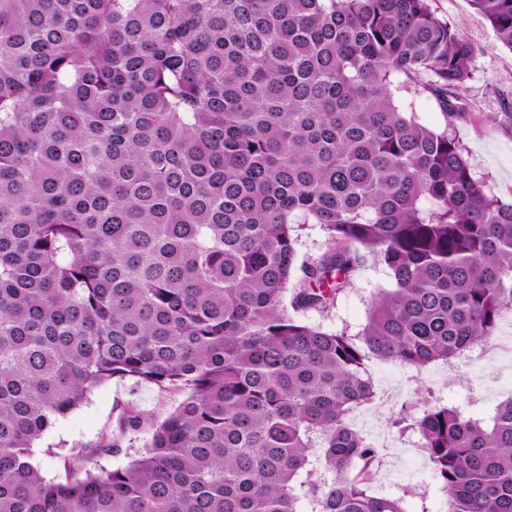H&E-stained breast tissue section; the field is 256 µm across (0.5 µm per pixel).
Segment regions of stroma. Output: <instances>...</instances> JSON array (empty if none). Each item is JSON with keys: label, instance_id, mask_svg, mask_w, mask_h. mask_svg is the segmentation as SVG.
<instances>
[{"label": "stroma", "instance_id": "35a3bbf8", "mask_svg": "<svg viewBox=\"0 0 512 512\" xmlns=\"http://www.w3.org/2000/svg\"><path fill=\"white\" fill-rule=\"evenodd\" d=\"M432 7L476 48L474 77L466 92L470 117L456 122L454 132L468 152L474 176L485 180L497 196L512 202V129L490 121L491 115L500 111L503 97H512V49L497 39L489 22L469 0H432ZM395 102L425 126L436 130L446 126L437 101L427 93L400 90ZM389 284L385 266L365 261L351 285L339 294L335 307L325 314L305 312L303 318L329 331L356 334L366 322L372 294ZM368 367L376 397L357 410L352 423L382 450L374 491L403 497L407 512H443V494L426 474L427 461L416 438L399 437L389 421L421 385L430 387L437 401L461 406L473 417L488 418L495 405L512 391V352L493 348L486 356L463 360L458 368L439 362L420 373L377 360ZM185 397L182 391L162 390L131 378H112L42 434L34 444L33 462L46 478H54L62 474L67 456L110 438L126 407L160 420Z\"/></svg>", "mask_w": 512, "mask_h": 512}]
</instances>
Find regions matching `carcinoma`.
<instances>
[{"mask_svg": "<svg viewBox=\"0 0 512 512\" xmlns=\"http://www.w3.org/2000/svg\"><path fill=\"white\" fill-rule=\"evenodd\" d=\"M470 2L512 49V0ZM475 56L431 0H0V512H406L351 423L369 360L450 365L512 319V202L454 134ZM369 257L356 335L300 318ZM114 377L187 397L119 416L152 430L127 466L110 441L45 478L34 442ZM392 425L444 512H512V393ZM395 102L403 112H413L416 120L435 130H442L446 120L437 101L427 93L395 92ZM297 249L300 261L316 258L325 250V236L317 224H300Z\"/></svg>", "mask_w": 512, "mask_h": 512, "instance_id": "carcinoma-1", "label": "carcinoma"}]
</instances>
